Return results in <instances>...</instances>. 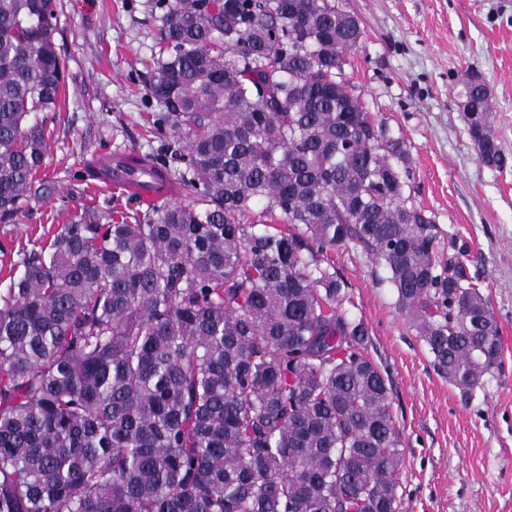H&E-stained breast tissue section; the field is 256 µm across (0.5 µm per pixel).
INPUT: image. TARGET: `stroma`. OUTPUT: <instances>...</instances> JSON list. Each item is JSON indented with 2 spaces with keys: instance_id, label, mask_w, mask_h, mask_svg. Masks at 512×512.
<instances>
[{
  "instance_id": "obj_1",
  "label": "stroma",
  "mask_w": 512,
  "mask_h": 512,
  "mask_svg": "<svg viewBox=\"0 0 512 512\" xmlns=\"http://www.w3.org/2000/svg\"><path fill=\"white\" fill-rule=\"evenodd\" d=\"M143 0H54L66 100L49 113L38 191L0 223V294L21 273L18 252L94 206L131 215L136 202L91 188L90 155L147 154L153 109L147 69L159 24ZM364 30L341 78L368 112L402 138L411 202L442 238L468 247L467 264L501 327L502 363L471 397L432 365L398 310L386 270L360 247L336 252L348 283L344 307L363 320L367 352L388 378L401 433L404 512H512V162L485 164L469 135L461 90L479 73L491 132L512 158V0H338Z\"/></svg>"
}]
</instances>
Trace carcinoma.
<instances>
[{
    "mask_svg": "<svg viewBox=\"0 0 512 512\" xmlns=\"http://www.w3.org/2000/svg\"><path fill=\"white\" fill-rule=\"evenodd\" d=\"M163 42L150 162L191 194L92 211L0 296V512H401V434L330 254L384 266L469 395L500 326L464 249L407 205L405 143L336 80V0H148ZM52 0H0V222L36 194L65 95ZM487 87L465 85L481 106ZM486 164L508 165L487 112Z\"/></svg>",
    "mask_w": 512,
    "mask_h": 512,
    "instance_id": "obj_1",
    "label": "carcinoma"
}]
</instances>
